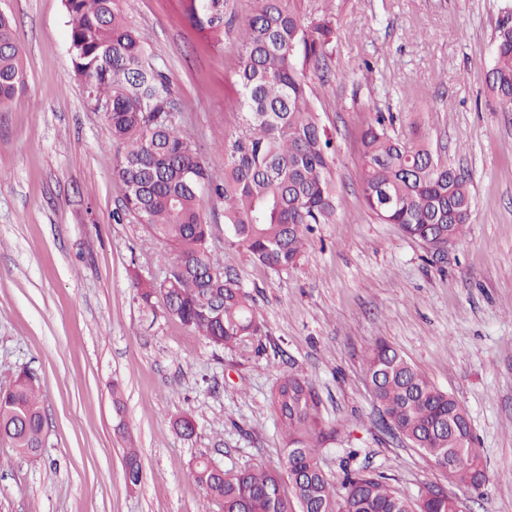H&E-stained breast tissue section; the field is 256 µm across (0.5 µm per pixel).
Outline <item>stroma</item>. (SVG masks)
Wrapping results in <instances>:
<instances>
[{
    "instance_id": "obj_1",
    "label": "stroma",
    "mask_w": 512,
    "mask_h": 512,
    "mask_svg": "<svg viewBox=\"0 0 512 512\" xmlns=\"http://www.w3.org/2000/svg\"><path fill=\"white\" fill-rule=\"evenodd\" d=\"M499 4L300 0L305 17L327 6L336 20L326 76L311 86L335 138L341 204L298 265L278 272L230 244L223 203L205 197L210 246L263 324L262 338L218 349L144 307L131 285L134 271L162 279L174 255L121 213L107 127L70 62L64 0H0L27 75L0 111V387L33 370L46 417L37 455L0 445V512H221L189 467L203 456L280 468L270 396L288 372L309 378L324 418L343 426L320 453L334 482L348 464L411 498L438 484L467 512H512V112L485 82ZM189 5L123 0L166 67L182 129L220 175L214 142L237 123L227 105L235 39L193 24ZM372 105L399 130L423 122L434 151L470 179L471 222L442 258L363 200L358 136ZM380 339L465 408L484 491L378 425L363 364ZM183 416L193 436L176 430ZM131 448L135 486L125 480Z\"/></svg>"
}]
</instances>
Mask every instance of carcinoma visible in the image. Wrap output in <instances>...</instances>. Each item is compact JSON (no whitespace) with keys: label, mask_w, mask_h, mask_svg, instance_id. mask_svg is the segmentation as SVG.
<instances>
[{"label":"carcinoma","mask_w":512,"mask_h":512,"mask_svg":"<svg viewBox=\"0 0 512 512\" xmlns=\"http://www.w3.org/2000/svg\"><path fill=\"white\" fill-rule=\"evenodd\" d=\"M70 17L69 52L89 104H110L105 123L112 140L114 174L124 187L125 211L168 246L180 272L174 280L132 276L141 303L193 329L216 348L262 335L252 299L224 272L212 251L203 193L224 201L232 243L265 266H296L314 224H333L340 198L334 175V138L322 125L311 80L333 53L332 17L306 20L298 0H257L241 20L234 96L235 128L217 149L224 154L218 177L195 141L179 125L180 104L166 70L147 54L118 0H64ZM191 18L201 27L233 26L234 0H195ZM495 61L486 72L502 111L512 112V4L495 23ZM26 83L11 18L0 13V108ZM361 192L383 224H399L433 254L459 238L471 219L468 178L456 175L432 149L421 126L400 132L393 116L376 113L360 135ZM364 375L383 428L419 449L457 483L468 466L448 469L460 457L483 459L474 436H464L467 413L394 347L379 342L364 362ZM271 406L286 440L284 471L261 464L226 469L196 459L189 477L222 512H450L446 502L411 500L384 477L346 468L344 493L320 464L319 450L336 439L313 384L294 374L280 378ZM44 415L37 375L21 371L0 390V443L22 455L42 446ZM127 483L141 480L135 449L127 453Z\"/></svg>","instance_id":"cac0c4a2"}]
</instances>
